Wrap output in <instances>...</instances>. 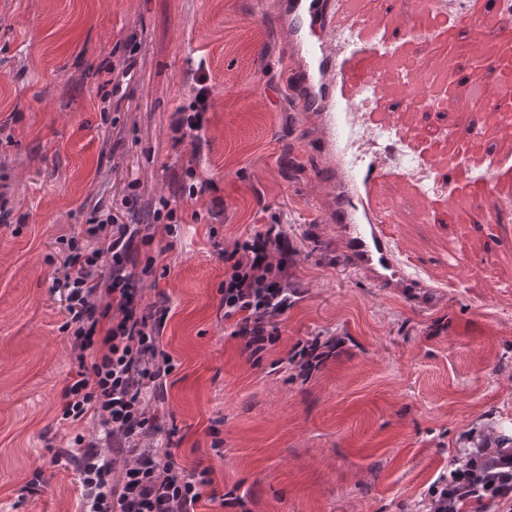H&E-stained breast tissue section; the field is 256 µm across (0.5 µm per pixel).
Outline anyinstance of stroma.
Segmentation results:
<instances>
[{"label": "stroma", "mask_w": 512, "mask_h": 512, "mask_svg": "<svg viewBox=\"0 0 512 512\" xmlns=\"http://www.w3.org/2000/svg\"><path fill=\"white\" fill-rule=\"evenodd\" d=\"M377 30L337 20L346 61H391L390 84L416 95L438 59L398 67L412 44L396 28L401 0H363ZM136 61L120 97L103 98V61ZM303 67L271 0H0V512H79L68 462H53L87 423L61 422V389L77 378L57 270L65 239L83 238L100 205L141 223L160 200L183 219L138 243L154 259L146 303L166 301L160 348L175 364L149 411L172 432L179 463L213 469L217 494L237 489L252 512H412L423 490L466 452L467 436L512 437V198L496 224H392L398 260L418 285L380 288L349 264L336 226L350 168L323 142L322 113L301 112L287 85ZM209 76L210 108L195 144L170 124ZM379 212L457 184L422 144L387 127L369 155ZM210 195H176L185 171ZM419 173L417 185L408 174ZM139 186V212L121 204ZM279 225L298 295L281 339L253 364L225 320L217 241ZM336 337L335 358L309 379L280 360L297 341ZM219 424L223 444L209 428ZM51 479L24 487L35 469Z\"/></svg>", "instance_id": "35a3bbf8"}]
</instances>
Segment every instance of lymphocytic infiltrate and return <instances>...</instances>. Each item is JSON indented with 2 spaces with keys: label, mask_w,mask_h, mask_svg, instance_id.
<instances>
[{
  "label": "lymphocytic infiltrate",
  "mask_w": 512,
  "mask_h": 512,
  "mask_svg": "<svg viewBox=\"0 0 512 512\" xmlns=\"http://www.w3.org/2000/svg\"><path fill=\"white\" fill-rule=\"evenodd\" d=\"M207 74L188 111L172 123L175 144L197 139L209 106ZM140 225L121 224L111 210L95 209L86 242L71 239L62 261L67 341L78 378L62 390L65 422H94L101 437L75 436L71 460L82 487L81 512H194L207 487L210 467H182L170 443L141 447L152 429L147 398H160L175 365L158 346L169 309L141 303L134 258ZM224 264L222 302L233 338L253 363L279 340V322L297 295L288 286V242L269 224L245 240L215 242ZM336 338L296 342L285 360L308 378L336 354ZM416 512H512V442L480 434L423 492Z\"/></svg>",
  "instance_id": "lymphocytic-infiltrate-1"
}]
</instances>
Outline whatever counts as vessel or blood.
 <instances>
[{
	"mask_svg": "<svg viewBox=\"0 0 512 512\" xmlns=\"http://www.w3.org/2000/svg\"><path fill=\"white\" fill-rule=\"evenodd\" d=\"M345 4L346 0H290L288 4L289 33L307 58L305 91L298 101L302 111L332 113L339 107L351 111L352 99L337 103L336 86L345 85L358 92L377 80L376 74L361 75L355 65L345 64L329 43L336 16ZM342 231L351 265L368 273L376 285L389 288L404 278L383 222L346 224Z\"/></svg>",
	"mask_w": 512,
	"mask_h": 512,
	"instance_id": "obj_1",
	"label": "vessel or blood"
}]
</instances>
